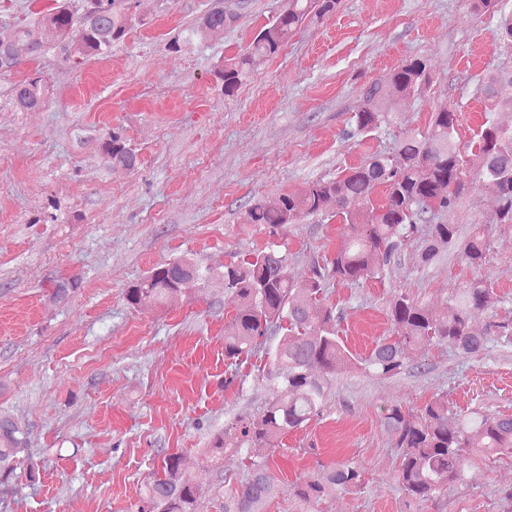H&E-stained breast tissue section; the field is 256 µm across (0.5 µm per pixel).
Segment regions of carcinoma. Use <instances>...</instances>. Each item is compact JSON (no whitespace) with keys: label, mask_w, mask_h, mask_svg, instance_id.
Returning <instances> with one entry per match:
<instances>
[{"label":"carcinoma","mask_w":512,"mask_h":512,"mask_svg":"<svg viewBox=\"0 0 512 512\" xmlns=\"http://www.w3.org/2000/svg\"><path fill=\"white\" fill-rule=\"evenodd\" d=\"M104 2L102 14L81 23L75 0H54L50 8L34 13L10 39H0V50L9 54V60L0 61V75L12 73L27 59L60 49L65 57L79 60L108 55L143 19L120 8V0ZM474 2L479 12L499 19L501 38L512 43V0ZM338 5L339 0H287L285 9L262 26L242 52L224 58L216 71L224 97H235L307 19L330 16ZM238 18L237 12L224 9V0H213L171 48L204 43ZM429 80L427 61L414 57L366 84L362 107L353 115L354 131L368 135L391 124L395 115L387 106L389 93L411 95ZM478 91L484 100L483 122L466 145L457 141L461 110L453 102H443L426 132L404 135L392 151L374 154L334 179L313 181L300 195L283 194L248 205L246 223L262 225L272 238L264 250L242 254L222 268L183 255L152 268L127 289L126 300L133 306L143 301L164 305L179 296L191 297L217 281L239 301L231 319L234 332L224 337V388L244 392L246 375L240 372L241 365L259 352L268 359V369L256 380L269 392V399L257 411L239 414L225 424L208 449L217 461L228 451L244 457L245 476L224 498L223 512H266L282 486L272 475L269 460H256L248 450L274 449L289 433L320 417L341 366L387 377L404 368L407 348L424 352L446 342L466 356H475L494 339L512 342V321H496L488 314L492 291L481 269L491 239L490 231L481 226L463 245V257L475 274L451 303L431 310L403 293L393 294L388 316L393 325L404 327V333L380 338L364 357L345 346L339 336L344 308L327 299L331 285L348 287L383 279L414 234L423 238L420 263L435 262L439 248L454 244L459 234L457 225L439 217L454 210L473 189L492 193L497 223L512 225V125L496 119L500 112L512 111V75L494 76L481 83ZM48 93L41 77L27 78L14 86L6 104L14 112H34L43 107ZM95 147L114 168L131 171L138 165L135 148L118 129L100 136ZM468 149L482 159L481 168L470 177L466 175ZM376 187L382 188L383 198L374 204L370 194ZM317 214L339 218L340 245L325 265H315L307 280L297 281L290 273L288 252L281 250L277 238L288 226ZM74 288L70 281L56 280L49 298L66 302ZM382 424L397 449L396 480L408 508L433 500L448 486L463 481L468 463L475 458L512 460V415L457 412L443 394L415 414L391 404L384 408ZM27 453L26 430L12 417L0 415V484L11 478L16 462ZM157 457L158 468L144 484L135 512H203L204 491L183 471L181 455L162 448ZM364 486L360 467L339 462L292 491L308 501L336 491L359 492Z\"/></svg>","instance_id":"obj_1"}]
</instances>
